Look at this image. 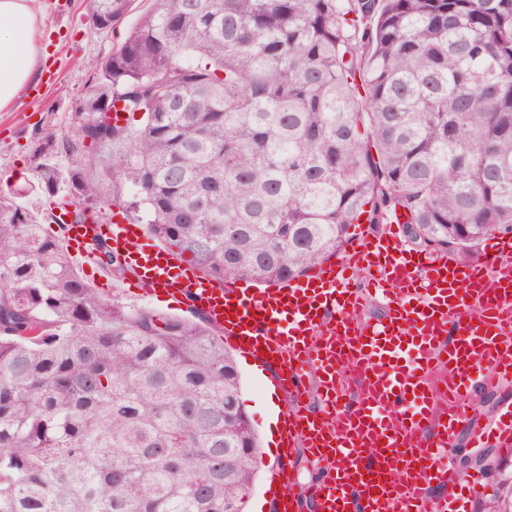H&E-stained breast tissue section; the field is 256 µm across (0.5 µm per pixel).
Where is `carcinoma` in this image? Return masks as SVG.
<instances>
[{
	"label": "carcinoma",
	"mask_w": 512,
	"mask_h": 512,
	"mask_svg": "<svg viewBox=\"0 0 512 512\" xmlns=\"http://www.w3.org/2000/svg\"><path fill=\"white\" fill-rule=\"evenodd\" d=\"M132 2L90 0L94 24ZM94 70L41 128L35 187L204 276L300 277L397 212L463 261L512 233V0H152ZM107 103L127 117L84 122ZM18 199L0 191V512H245L261 452L219 329L105 297Z\"/></svg>",
	"instance_id": "obj_1"
}]
</instances>
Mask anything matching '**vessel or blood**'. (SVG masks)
<instances>
[{"instance_id": "1", "label": "vessel or blood", "mask_w": 512, "mask_h": 512, "mask_svg": "<svg viewBox=\"0 0 512 512\" xmlns=\"http://www.w3.org/2000/svg\"><path fill=\"white\" fill-rule=\"evenodd\" d=\"M97 234L124 259L141 298L190 301L238 349L276 366L274 385L293 400L279 414L276 512H296L288 456L300 445L325 467L306 490L316 512H466L479 481L460 480L444 458L477 389L512 381L511 238L465 265L406 250L396 230L364 227L345 255L253 290L190 270L125 221L70 226L65 247L76 264L96 263L86 242ZM369 295L384 312L366 320ZM472 438L511 447L512 403ZM432 484L445 497L431 498Z\"/></svg>"}]
</instances>
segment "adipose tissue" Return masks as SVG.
I'll return each mask as SVG.
<instances>
[{
	"label": "adipose tissue",
	"mask_w": 512,
	"mask_h": 512,
	"mask_svg": "<svg viewBox=\"0 0 512 512\" xmlns=\"http://www.w3.org/2000/svg\"><path fill=\"white\" fill-rule=\"evenodd\" d=\"M36 0H0V111L42 74Z\"/></svg>",
	"instance_id": "1"
}]
</instances>
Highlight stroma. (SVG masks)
<instances>
[{
	"label": "stroma",
	"mask_w": 512,
	"mask_h": 512,
	"mask_svg": "<svg viewBox=\"0 0 512 512\" xmlns=\"http://www.w3.org/2000/svg\"><path fill=\"white\" fill-rule=\"evenodd\" d=\"M129 17L113 23L111 29H97L92 21L89 0H38L41 23L50 40L42 77L36 87L27 88L14 105L0 112V190L22 189L20 199L28 211L44 220L49 199L44 194L25 188L32 179L36 133L46 118L60 126H68L73 107L93 82L92 65L124 40L147 6V0H133ZM242 380V401L259 438H266L271 412L267 402L269 376L275 366H268L267 376L254 373L241 350H234ZM512 401V382L499 388L477 392L472 400L474 410L470 426L458 429L451 440L449 461L462 479L478 474L482 487L467 503V512H484L494 499L496 481L483 471L484 464L512 473V450L473 447L470 434L497 414L505 401Z\"/></svg>",
	"instance_id": "35a3bbf8"
}]
</instances>
